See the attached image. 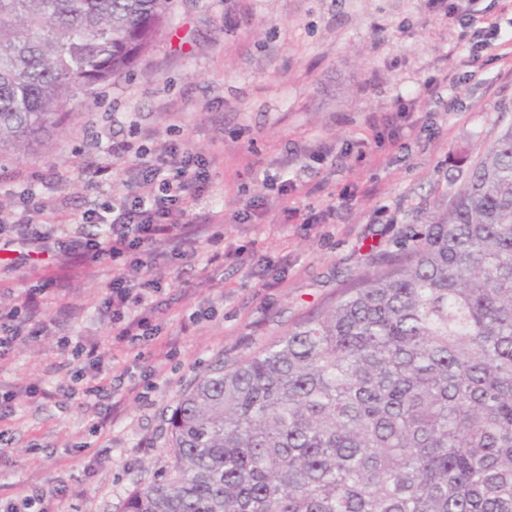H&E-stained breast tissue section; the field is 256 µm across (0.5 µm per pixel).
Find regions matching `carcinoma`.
<instances>
[{"mask_svg": "<svg viewBox=\"0 0 512 512\" xmlns=\"http://www.w3.org/2000/svg\"><path fill=\"white\" fill-rule=\"evenodd\" d=\"M171 0H0V155L57 134ZM123 512H512V126L399 254L169 418Z\"/></svg>", "mask_w": 512, "mask_h": 512, "instance_id": "cac0c4a2", "label": "carcinoma"}]
</instances>
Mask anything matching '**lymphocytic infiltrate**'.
Listing matches in <instances>:
<instances>
[{"label":"lymphocytic infiltrate","mask_w":512,"mask_h":512,"mask_svg":"<svg viewBox=\"0 0 512 512\" xmlns=\"http://www.w3.org/2000/svg\"><path fill=\"white\" fill-rule=\"evenodd\" d=\"M137 152L143 166L127 181L129 197L81 215L82 223L108 225V235H79L64 250L66 257L88 264L111 260L116 269L109 298L111 339L116 344L146 335L153 303L152 279L148 277L143 288L134 290L126 286L120 269L134 265L150 274L162 262L181 257L199 233L210 232L215 242L224 239L217 231L222 217L201 205L211 179L207 159L170 140ZM55 234L53 225L36 223L33 210L0 209V251L17 247L30 257L47 254ZM44 308L41 290L34 289L0 313V349L24 342V324L41 318Z\"/></svg>","instance_id":"f902f5d3"}]
</instances>
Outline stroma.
<instances>
[{
	"mask_svg": "<svg viewBox=\"0 0 512 512\" xmlns=\"http://www.w3.org/2000/svg\"><path fill=\"white\" fill-rule=\"evenodd\" d=\"M173 0L155 47L113 79L97 101L77 106L61 134L34 150L0 156V204L21 208L31 180L41 221L57 240L101 234L78 224L91 205L125 196L135 155L112 142L147 137L186 144L211 160L203 203L223 217L225 243L244 263L195 254L156 271L155 329L148 341L110 343L105 315L111 261H31L0 253V307L45 289L42 323L0 355V389L14 394L0 420V512L21 494L63 493L65 512H123L127 495L169 461L167 420L177 399L217 360L245 357L333 300L369 262L398 253L409 227L427 223L465 180L469 163L512 125V0ZM494 22L486 43L463 38L460 19ZM445 96L421 92L438 73ZM411 108L412 126L393 110ZM395 140H377L385 125ZM111 167L99 185L94 172ZM68 178L56 182V172ZM301 181L280 199L272 178ZM264 221L243 220L251 198ZM297 214L281 223L282 204ZM326 213L320 224L308 212ZM199 319L190 332L181 324ZM101 345L104 398L61 390L80 362L60 338Z\"/></svg>",
	"mask_w": 512,
	"mask_h": 512,
	"instance_id": "stroma-1",
	"label": "stroma"
}]
</instances>
